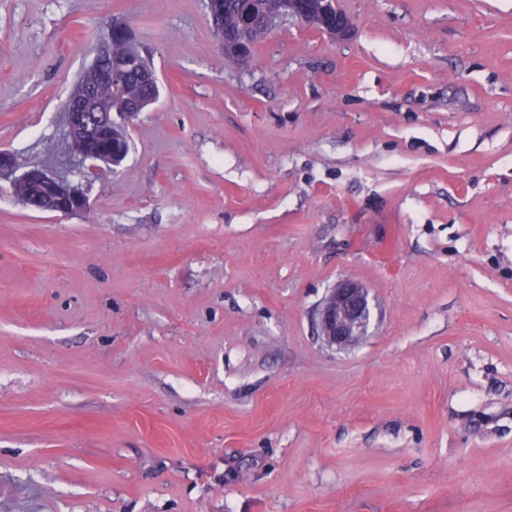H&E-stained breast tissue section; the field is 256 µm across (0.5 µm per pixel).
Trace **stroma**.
<instances>
[{"label": "stroma", "mask_w": 512, "mask_h": 512, "mask_svg": "<svg viewBox=\"0 0 512 512\" xmlns=\"http://www.w3.org/2000/svg\"><path fill=\"white\" fill-rule=\"evenodd\" d=\"M336 6L233 71L204 0H0V151L89 200L0 177V512H512V0ZM116 20L161 95L92 170ZM323 7L320 30L338 40L349 37L352 27L348 18L343 16L332 6L331 0H325ZM14 156L8 152L0 151V176H7L12 182H29L38 189V196H44L52 203V211L60 215H73L84 211L88 206L86 194L70 185L60 181L47 173L30 169L20 174ZM35 197L31 207L42 210L38 205L39 197ZM369 320L368 290L356 282L344 281L318 308L316 325L327 347L345 350L359 342Z\"/></svg>", "instance_id": "obj_1"}]
</instances>
